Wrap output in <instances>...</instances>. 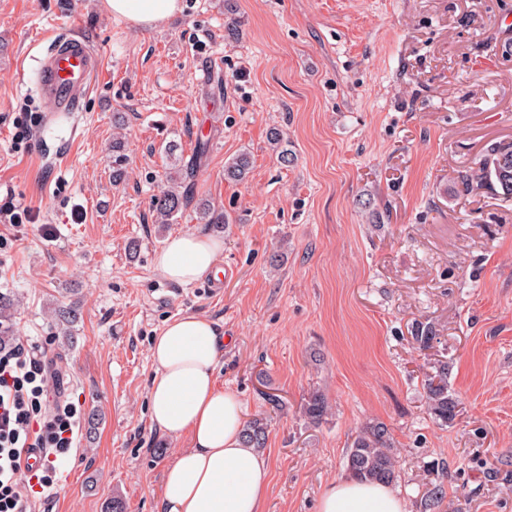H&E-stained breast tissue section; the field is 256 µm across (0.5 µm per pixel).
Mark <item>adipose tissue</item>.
I'll return each mask as SVG.
<instances>
[{"label":"adipose tissue","mask_w":512,"mask_h":512,"mask_svg":"<svg viewBox=\"0 0 512 512\" xmlns=\"http://www.w3.org/2000/svg\"><path fill=\"white\" fill-rule=\"evenodd\" d=\"M104 6L140 29L182 10L181 0H104ZM223 249V241L212 237L176 235L156 253L154 268L162 278L189 286L214 271ZM223 351L215 323L195 313L167 321L150 347L156 376L149 419L162 433L190 442L164 470L158 512H264L270 460L243 444L241 402L217 385ZM319 512H405V504L390 485L342 478L324 489Z\"/></svg>","instance_id":"adipose-tissue-1"}]
</instances>
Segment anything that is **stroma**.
<instances>
[{
	"label": "stroma",
	"mask_w": 512,
	"mask_h": 512,
	"mask_svg": "<svg viewBox=\"0 0 512 512\" xmlns=\"http://www.w3.org/2000/svg\"><path fill=\"white\" fill-rule=\"evenodd\" d=\"M182 0L137 30L102 0H0V292L11 328L41 346L96 430L55 463L35 512H157L187 439L149 421V349L166 320L198 313L224 333L217 382L268 422L266 512H318L346 477L359 429L385 423L392 487L409 512H512V200L459 195L458 176L512 143V0ZM236 18L240 34L227 37ZM96 51L74 112H44L39 60L52 38ZM223 95L209 91L213 74ZM280 129L282 165L267 138ZM122 133L125 178L112 180ZM210 149L188 207L159 224L162 152ZM249 152L241 182L224 166ZM222 239L220 291L154 270L165 241ZM80 302L72 341L48 309ZM434 332L428 346L418 325ZM448 364L457 416L441 424L423 383ZM325 395L321 424L303 405ZM442 492L432 504L433 492Z\"/></svg>",
	"instance_id": "1"
}]
</instances>
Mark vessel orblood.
I'll return each instance as SVG.
<instances>
[{
  "mask_svg": "<svg viewBox=\"0 0 512 512\" xmlns=\"http://www.w3.org/2000/svg\"><path fill=\"white\" fill-rule=\"evenodd\" d=\"M97 71L96 56L85 42L71 40L55 46L40 69L45 111L72 110L75 101L89 90Z\"/></svg>",
  "mask_w": 512,
  "mask_h": 512,
  "instance_id": "obj_1",
  "label": "vessel or blood"
}]
</instances>
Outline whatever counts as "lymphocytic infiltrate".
<instances>
[{
    "label": "lymphocytic infiltrate",
    "instance_id": "obj_1",
    "mask_svg": "<svg viewBox=\"0 0 512 512\" xmlns=\"http://www.w3.org/2000/svg\"><path fill=\"white\" fill-rule=\"evenodd\" d=\"M82 419L81 404L61 400L40 350L24 341L0 348V512H31L24 486L53 485L54 463L74 448ZM30 448L44 450L42 470L25 463Z\"/></svg>",
    "mask_w": 512,
    "mask_h": 512
}]
</instances>
